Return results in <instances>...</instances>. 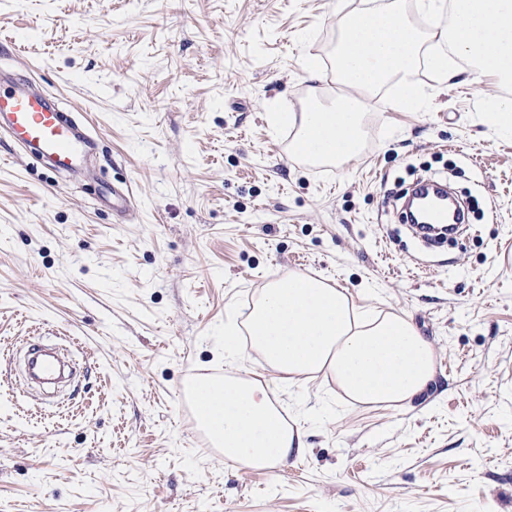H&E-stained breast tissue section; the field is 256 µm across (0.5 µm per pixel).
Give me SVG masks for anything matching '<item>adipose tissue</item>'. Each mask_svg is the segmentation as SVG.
<instances>
[{"label": "adipose tissue", "instance_id": "obj_1", "mask_svg": "<svg viewBox=\"0 0 512 512\" xmlns=\"http://www.w3.org/2000/svg\"><path fill=\"white\" fill-rule=\"evenodd\" d=\"M422 13L448 12L434 49L422 55L423 34L403 0L364 9L340 20L334 66L346 92L328 106L271 112L272 129L295 128V156L346 162L358 152L362 114L358 96L396 81L398 106L415 109L421 94L414 75L428 63L443 80L467 62L472 83L512 82V0H419ZM248 342L278 383L320 373L331 376L354 402L400 406L421 395L435 378L431 343L403 316L355 310L344 289L298 273L263 288L244 325H229L224 350ZM195 421L224 460L271 469L307 451L266 391L237 379H206L191 388Z\"/></svg>", "mask_w": 512, "mask_h": 512}]
</instances>
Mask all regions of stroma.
<instances>
[{"label": "stroma", "instance_id": "obj_1", "mask_svg": "<svg viewBox=\"0 0 512 512\" xmlns=\"http://www.w3.org/2000/svg\"><path fill=\"white\" fill-rule=\"evenodd\" d=\"M387 0H0V54L97 138L65 192L0 135V512H512V132L485 100L512 85L417 81L364 95L359 154L289 152L270 109L336 93L339 20ZM320 61L317 78L307 72ZM449 178L477 232L428 246L397 196ZM129 183L133 216L112 214ZM289 272L405 315L435 379L395 408L299 379L276 402L306 454L235 467L199 441L193 376L224 360V322ZM78 363L49 396L27 385L32 342Z\"/></svg>", "mask_w": 512, "mask_h": 512}]
</instances>
